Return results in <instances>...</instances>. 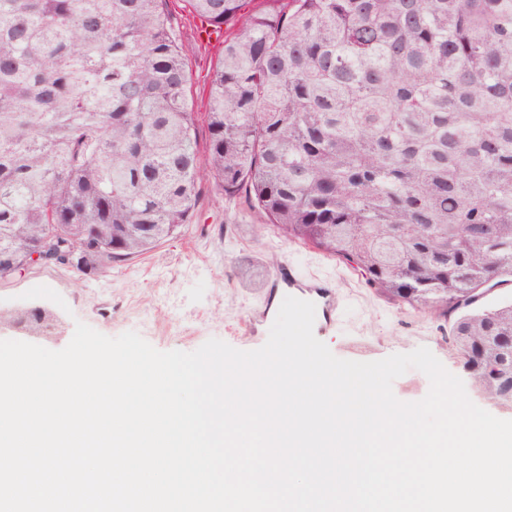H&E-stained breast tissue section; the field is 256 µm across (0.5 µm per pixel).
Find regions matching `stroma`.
<instances>
[{
	"label": "stroma",
	"mask_w": 512,
	"mask_h": 512,
	"mask_svg": "<svg viewBox=\"0 0 512 512\" xmlns=\"http://www.w3.org/2000/svg\"><path fill=\"white\" fill-rule=\"evenodd\" d=\"M169 7L181 40L194 48L187 97L191 111L201 115L222 48L200 38L199 21L183 0H169ZM259 222L246 194L226 198L206 175L189 224L153 252L114 263L103 274L31 268L0 280V307L52 310L60 330L40 341L51 350L67 346L79 321L110 337L137 332L160 351L191 352L212 338L254 350L265 344L273 324L263 315L270 284L282 265L291 264L335 283L341 317L322 340L336 357L367 362L424 346L450 373L464 377L451 319L379 296L337 259L276 231H257Z\"/></svg>",
	"instance_id": "stroma-1"
}]
</instances>
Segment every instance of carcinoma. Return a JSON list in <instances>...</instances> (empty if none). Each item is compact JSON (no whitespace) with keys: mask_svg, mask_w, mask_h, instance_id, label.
<instances>
[{"mask_svg":"<svg viewBox=\"0 0 512 512\" xmlns=\"http://www.w3.org/2000/svg\"><path fill=\"white\" fill-rule=\"evenodd\" d=\"M167 2L0 0V249L69 224L102 272L190 222L192 48ZM184 2L234 29L205 113L224 196L453 317L472 387L511 410L512 301L482 300L512 286V0Z\"/></svg>","mask_w":512,"mask_h":512,"instance_id":"1","label":"carcinoma"}]
</instances>
